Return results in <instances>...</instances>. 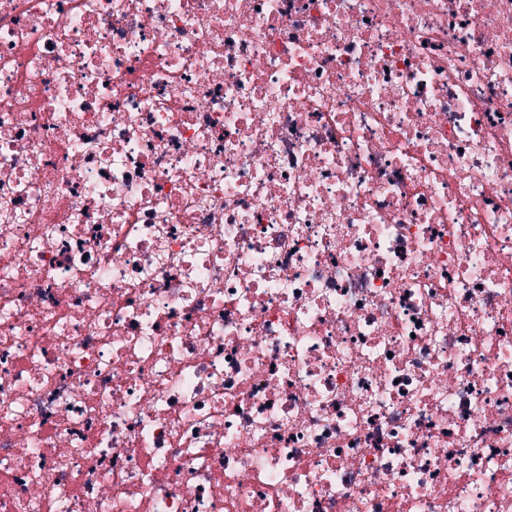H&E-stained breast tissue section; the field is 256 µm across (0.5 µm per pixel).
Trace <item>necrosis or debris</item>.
Instances as JSON below:
<instances>
[{
  "instance_id": "necrosis-or-debris-1",
  "label": "necrosis or debris",
  "mask_w": 512,
  "mask_h": 512,
  "mask_svg": "<svg viewBox=\"0 0 512 512\" xmlns=\"http://www.w3.org/2000/svg\"><path fill=\"white\" fill-rule=\"evenodd\" d=\"M0 512H512V0H0Z\"/></svg>"
}]
</instances>
